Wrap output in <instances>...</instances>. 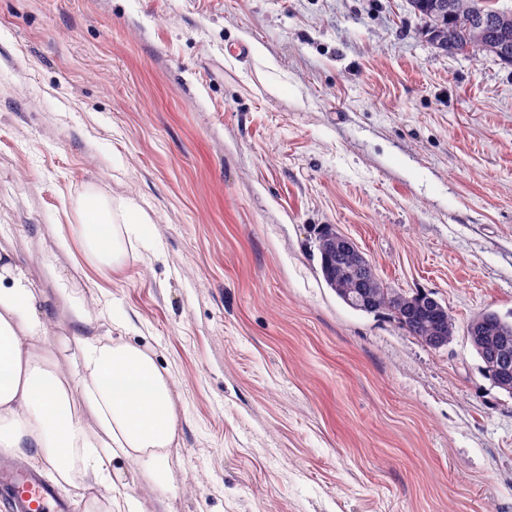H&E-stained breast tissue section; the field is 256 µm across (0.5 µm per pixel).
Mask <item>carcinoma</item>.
I'll list each match as a JSON object with an SVG mask.
<instances>
[{
	"label": "carcinoma",
	"mask_w": 512,
	"mask_h": 512,
	"mask_svg": "<svg viewBox=\"0 0 512 512\" xmlns=\"http://www.w3.org/2000/svg\"><path fill=\"white\" fill-rule=\"evenodd\" d=\"M431 2L410 0V5L428 32L451 35L448 55L478 52L483 45L499 42L506 33L512 42V11L495 7L494 0H449L448 14L441 18L433 13ZM318 251L322 277L343 303L357 298L361 301L358 310L362 312L388 311L409 334L434 349L453 340L455 320L446 308L439 315L427 310L429 292L403 294L385 287L369 259L356 247L348 252L321 247ZM467 335L483 362L485 377L511 396L512 385L504 384L497 362L502 357L512 361V320L486 309L469 321Z\"/></svg>",
	"instance_id": "carcinoma-1"
}]
</instances>
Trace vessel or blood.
<instances>
[{
    "label": "vessel or blood",
    "mask_w": 512,
    "mask_h": 512,
    "mask_svg": "<svg viewBox=\"0 0 512 512\" xmlns=\"http://www.w3.org/2000/svg\"><path fill=\"white\" fill-rule=\"evenodd\" d=\"M0 491L9 497L15 512H68V504L38 477L21 466L0 463Z\"/></svg>",
    "instance_id": "obj_1"
}]
</instances>
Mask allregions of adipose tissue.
Returning a JSON list of instances; mask_svg holds the SVG:
<instances>
[{
	"instance_id": "obj_1",
	"label": "adipose tissue",
	"mask_w": 512,
	"mask_h": 512,
	"mask_svg": "<svg viewBox=\"0 0 512 512\" xmlns=\"http://www.w3.org/2000/svg\"><path fill=\"white\" fill-rule=\"evenodd\" d=\"M80 244L106 275L124 266L129 227L115 223L112 200L89 191L79 202ZM58 293L77 334L58 357L42 290L0 248V454H26L30 465L64 489L86 492L84 512H141L113 479L132 462L155 487L170 485L178 417L173 379L149 346L87 334L92 313L67 286Z\"/></svg>"
}]
</instances>
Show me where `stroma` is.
Masks as SVG:
<instances>
[{
	"label": "stroma",
	"mask_w": 512,
	"mask_h": 512,
	"mask_svg": "<svg viewBox=\"0 0 512 512\" xmlns=\"http://www.w3.org/2000/svg\"><path fill=\"white\" fill-rule=\"evenodd\" d=\"M93 188L151 219L95 284ZM325 224L452 342L336 297ZM0 247L55 345L61 278L171 372L172 487L124 466L143 512H512V396L466 334L512 316V66L408 0H0Z\"/></svg>",
	"instance_id": "1"
}]
</instances>
